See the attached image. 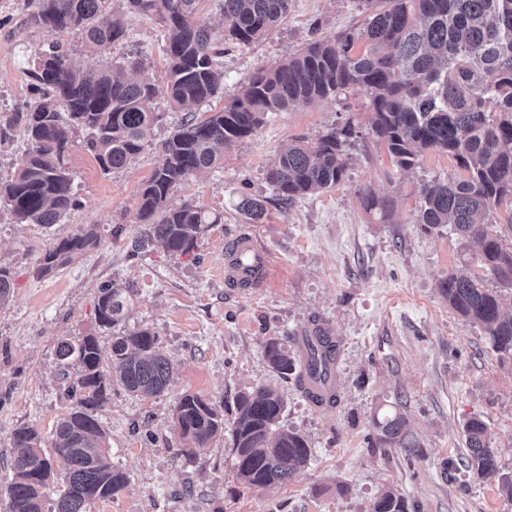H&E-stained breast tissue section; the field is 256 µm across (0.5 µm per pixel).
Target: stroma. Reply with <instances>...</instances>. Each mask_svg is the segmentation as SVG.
<instances>
[{
	"mask_svg": "<svg viewBox=\"0 0 512 512\" xmlns=\"http://www.w3.org/2000/svg\"><path fill=\"white\" fill-rule=\"evenodd\" d=\"M220 0H200L198 16L212 22L224 49V92L198 107L199 118L219 111L255 71L288 59L313 38H330L359 19L358 0H290L287 16L267 38L247 46L224 42ZM27 0H0V115L29 103L32 60L50 42L69 49L83 68H101L146 51L138 79L161 84L167 68L161 28L153 18L131 23L126 42L91 53L70 33L30 25ZM160 115L143 150L128 166L106 173L74 147L66 158L79 206L58 224L18 223L0 207V266L10 270L12 299L0 307V512L12 478L11 433L22 425L50 436L73 405L55 351L60 341L95 337L109 356L110 330L96 321L102 285L127 288L130 306L121 330L158 334L173 364L167 390L131 395L113 384L98 410L112 462L128 483L91 512H371L380 492L398 489L410 512H512L497 479L465 470L463 428L486 425L501 475L512 477V365L500 363L479 327L452 313L438 293L448 271L473 251L450 230L425 233L417 222L421 183L456 172L455 161L428 152L409 172L394 173L384 144L356 142L344 181L285 206L265 180L280 147L354 120L366 125L361 91L345 100L272 114L253 135L225 151L218 168L188 177L168 203H194L220 215L196 249L172 256L160 245L133 252L144 226L139 192L160 161L159 144L183 114L157 98ZM392 200L388 219L367 210L358 191ZM262 199L263 221L249 225L238 202ZM95 226L98 246L49 275L37 273L50 247L81 227ZM254 228L272 254L258 288L224 281L225 252L245 228ZM319 325L340 341L335 404L313 407L295 376L275 372L263 346L276 338L294 345L304 327ZM277 389L285 400L283 428L303 435L308 466L291 482L243 486L228 431L242 393ZM187 392L200 394L224 416L225 433L188 449L173 411ZM395 410L407 419L424 450L406 457L375 448L373 415Z\"/></svg>",
	"mask_w": 512,
	"mask_h": 512,
	"instance_id": "35a3bbf8",
	"label": "stroma"
}]
</instances>
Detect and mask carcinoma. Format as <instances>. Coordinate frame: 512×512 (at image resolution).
<instances>
[{"label": "carcinoma", "mask_w": 512, "mask_h": 512, "mask_svg": "<svg viewBox=\"0 0 512 512\" xmlns=\"http://www.w3.org/2000/svg\"><path fill=\"white\" fill-rule=\"evenodd\" d=\"M30 22L49 33L70 32L90 52L125 42L129 24L156 18L163 31L167 70L161 86L132 78L144 66L142 54L98 70L72 63L55 43L33 63L35 101L23 111L0 118V146L21 133L28 148L7 183H0V204L20 223H59L78 204L66 156L83 133L81 147L105 172L126 167L142 151L159 115L153 107L161 93L176 110L210 101L224 90V51L216 48L208 25L198 18L199 0H31ZM364 18L356 28L332 39L315 38L286 61L262 68L240 82L237 95L211 116L184 120L162 143L161 160L139 195L138 218L144 241L174 256L192 252L220 216L191 203L171 207L170 192L187 176L213 169L224 150L260 128L269 114L339 99L358 89L369 100L368 131L387 147L397 171L416 167L428 151L456 161L459 172L420 187L417 223L431 233L451 227L476 247L477 268L448 273L441 297L463 321L479 327L499 362H512V313L501 307V290H512V236L490 230L505 208L512 231V0H359ZM289 0H222L224 38L248 45L271 34L288 13ZM362 137L347 120L319 135L312 145L296 139L285 145L266 171L279 203L292 204L309 193L344 180L346 148ZM363 204L388 218L391 201L370 189L358 190ZM239 209L252 224L265 215L262 201L243 198ZM99 243L93 229H80L48 249L37 272L48 275ZM126 289L100 288L99 326L111 329L128 309ZM339 341L323 336L310 352V366L323 377L337 359ZM273 370L288 375L296 358L276 338L264 347ZM63 377L75 373L70 387L74 407L59 418L50 442L33 427L11 433L12 478L8 512H45L44 489L59 479L63 490L52 512H90L97 500L110 499L127 485L112 465L106 435L95 412L108 401L112 380L137 397L160 395L172 366L149 329L112 334L115 372L102 367L96 338L63 340L57 351ZM281 395L270 387L243 394L232 430L237 475L247 487L285 484L308 465L306 439L279 426ZM182 438L201 447L224 431L217 408L197 393L184 394L174 413ZM375 445L421 455V445L398 412L374 417ZM465 466L481 479L498 477L496 452L486 440V424L465 427ZM372 512H408L405 498L388 488Z\"/></svg>", "instance_id": "1"}]
</instances>
